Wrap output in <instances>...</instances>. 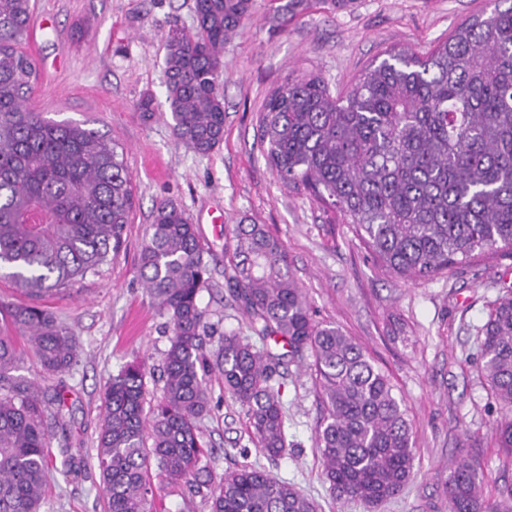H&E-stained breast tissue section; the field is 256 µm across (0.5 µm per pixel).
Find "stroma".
Wrapping results in <instances>:
<instances>
[{
  "label": "stroma",
  "instance_id": "stroma-1",
  "mask_svg": "<svg viewBox=\"0 0 512 512\" xmlns=\"http://www.w3.org/2000/svg\"><path fill=\"white\" fill-rule=\"evenodd\" d=\"M286 0H254L251 16L225 42L217 82L224 94V141L207 154L178 142L166 97L164 40L175 26L195 25V0H33L32 52L39 70L29 105L56 121L87 123L123 151L134 186L124 243L98 275L38 299L0 279V303L35 304L73 334L78 358L55 374L42 370L20 344L16 377L36 384L49 412L81 446L85 467L73 475L64 456L45 488L41 512H107L96 460L102 395L109 379L132 362L146 363L150 399L161 395L157 374L169 347V318L147 294L138 257L154 210L170 202L195 224L209 282L199 296L211 334L207 350L233 332L253 337L224 277L233 260L230 231L262 224L278 238L316 321L340 327L389 375L415 431L414 478L377 512H448V466L467 460L482 496L512 494V458L491 427L498 403L481 373L477 331L503 287L512 286V253L498 251L422 281L390 274L366 252L350 225L302 191L283 186L266 164L259 140L267 94L286 79L320 75L341 93L386 50L424 53L462 23L486 11L487 0H346L329 8L313 0L298 16ZM152 96L154 110L136 104ZM287 410L288 450L272 461L248 434L244 408L210 374L211 411L199 423L213 448V478L243 465L265 467L288 481L320 512H369L334 498L324 481L315 436L323 415L310 357L278 367Z\"/></svg>",
  "mask_w": 512,
  "mask_h": 512
}]
</instances>
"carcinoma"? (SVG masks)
I'll return each mask as SVG.
<instances>
[{
	"instance_id": "carcinoma-1",
	"label": "carcinoma",
	"mask_w": 512,
	"mask_h": 512,
	"mask_svg": "<svg viewBox=\"0 0 512 512\" xmlns=\"http://www.w3.org/2000/svg\"><path fill=\"white\" fill-rule=\"evenodd\" d=\"M461 24L427 55L391 48L342 96L317 74L293 78L265 100L260 140L272 174L351 224L381 267L429 280L476 253L512 252V0ZM253 0H195L196 26L165 40L175 138L206 154L224 140V97L214 75L224 40ZM31 0H0V272L34 296L98 273L123 244L132 178L117 145L81 123L31 110L39 79L26 50ZM231 295L262 341L313 358L324 416L316 433L323 475L338 499L377 506L413 478L415 435L403 400L365 349L314 320L283 243L263 224H236ZM139 277L169 317L162 397L147 402V371L130 363L108 382L97 440L108 512H157L153 472L185 482L210 512H317L295 486L263 467L214 481L199 421L210 412L206 375L246 408L255 447L271 459L287 445L279 359L226 334L208 353L198 295L209 280L195 225L172 204L156 208ZM24 336L41 366L70 369L67 328L35 306L0 304V512H39L52 470L45 400L12 376ZM482 373L501 405L493 426L512 453V287L478 328ZM78 473L82 449L62 438ZM448 512H505L482 499L467 462L448 468Z\"/></svg>"
}]
</instances>
